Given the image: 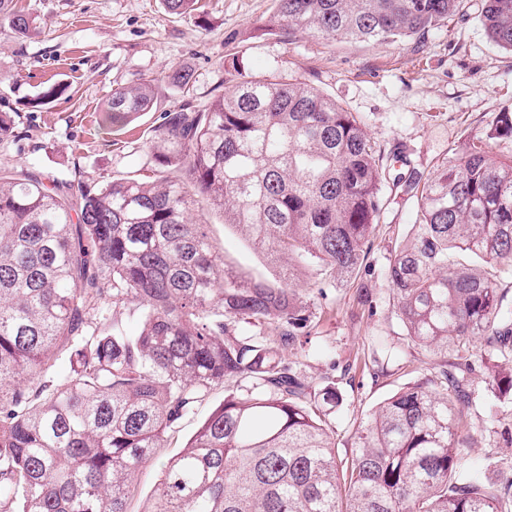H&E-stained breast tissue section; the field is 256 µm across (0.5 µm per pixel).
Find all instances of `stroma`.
Masks as SVG:
<instances>
[{
  "mask_svg": "<svg viewBox=\"0 0 512 512\" xmlns=\"http://www.w3.org/2000/svg\"><path fill=\"white\" fill-rule=\"evenodd\" d=\"M204 23L168 15L162 0H14L15 7L47 23L38 37L17 40L0 33V117L14 132L0 142V168L20 165L55 180L96 188L115 177L151 180L155 164L145 142L160 114L189 104L205 109L225 91L224 65L241 59L255 76L280 74L314 84L361 119L384 154L391 176L427 172L451 157L464 136L475 134L504 110H512V53L494 47L479 22L481 0L460 8L438 29L397 42L314 39L308 35L264 34L274 0H199ZM189 69L194 81L179 88L168 81ZM149 78L155 81L152 111L120 130L102 125L113 89ZM58 83L65 94L34 108L30 102ZM383 207L372 237L369 272L319 294H299L316 318L309 334L281 358L300 369L313 386L334 379L342 398L330 418L336 454L353 451L362 416L392 393L430 373L427 353L408 344L383 273L400 242L417 221L418 201L403 188L385 184ZM224 261L244 278L274 279L282 268L225 224L221 213L203 208ZM385 336L396 353L373 362L372 337ZM484 370L470 375L478 395L471 411L475 445L466 449L471 466L512 473V429L490 427ZM224 401L212 388L146 464L128 512H146L154 501L162 465L178 454Z\"/></svg>",
  "mask_w": 512,
  "mask_h": 512,
  "instance_id": "1",
  "label": "stroma"
}]
</instances>
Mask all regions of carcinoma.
<instances>
[{"instance_id": "1", "label": "carcinoma", "mask_w": 512, "mask_h": 512, "mask_svg": "<svg viewBox=\"0 0 512 512\" xmlns=\"http://www.w3.org/2000/svg\"><path fill=\"white\" fill-rule=\"evenodd\" d=\"M9 2L0 26L41 34ZM163 2L178 18L198 10ZM274 2L268 34L397 42L442 27L458 0ZM482 2L486 36L512 52V0ZM225 74L208 109L181 105L152 129L151 181L92 192L25 167L0 174V512H128L165 434L217 386L224 403L164 465L152 512H512V478L469 476L463 453L475 343L488 391L512 401V154L489 160L512 142V112L405 181L418 224L385 279L408 342L441 360L359 423L341 468L335 382L313 388L280 354L315 318L299 289L334 288L367 263L381 150L311 83L236 59ZM155 103L149 80L118 88L103 124ZM200 203L288 271L239 278L190 219ZM242 324H273L278 339Z\"/></svg>"}]
</instances>
